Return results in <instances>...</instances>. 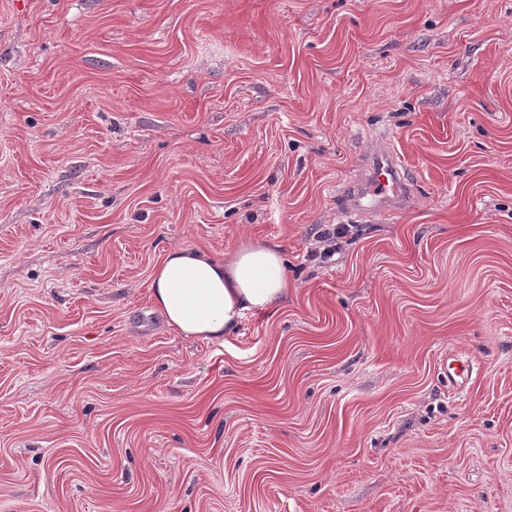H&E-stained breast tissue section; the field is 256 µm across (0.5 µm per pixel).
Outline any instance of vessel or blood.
Returning <instances> with one entry per match:
<instances>
[{
    "label": "vessel or blood",
    "mask_w": 512,
    "mask_h": 512,
    "mask_svg": "<svg viewBox=\"0 0 512 512\" xmlns=\"http://www.w3.org/2000/svg\"><path fill=\"white\" fill-rule=\"evenodd\" d=\"M402 167L398 157L387 150L374 152L368 165V177L347 199L350 211L383 213L403 191Z\"/></svg>",
    "instance_id": "1"
}]
</instances>
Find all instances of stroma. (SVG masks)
Instances as JSON below:
<instances>
[{
  "mask_svg": "<svg viewBox=\"0 0 512 512\" xmlns=\"http://www.w3.org/2000/svg\"><path fill=\"white\" fill-rule=\"evenodd\" d=\"M258 241L275 312L164 324ZM0 512H512V0H0ZM368 172L367 179L346 199L347 206L351 212L382 214L403 191L401 163L394 153L379 150L371 155ZM315 231V238L320 249H311L308 253L310 258H320L322 262L330 260L337 252L340 251L342 244L341 239L353 234V226L346 224H321ZM321 247L323 249L321 250ZM154 306L183 336L224 341L247 313L278 309L288 293V261L274 243H256L215 259L173 248L151 276Z\"/></svg>",
  "mask_w": 512,
  "mask_h": 512,
  "instance_id": "obj_1",
  "label": "stroma"
}]
</instances>
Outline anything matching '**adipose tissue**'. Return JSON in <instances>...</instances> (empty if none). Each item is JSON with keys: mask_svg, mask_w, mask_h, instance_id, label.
I'll return each instance as SVG.
<instances>
[{"mask_svg": "<svg viewBox=\"0 0 512 512\" xmlns=\"http://www.w3.org/2000/svg\"><path fill=\"white\" fill-rule=\"evenodd\" d=\"M151 290L168 327L221 341L246 314L278 309L288 293V261L274 243L245 246L222 259L174 248L154 267Z\"/></svg>", "mask_w": 512, "mask_h": 512, "instance_id": "adipose-tissue-1", "label": "adipose tissue"}]
</instances>
